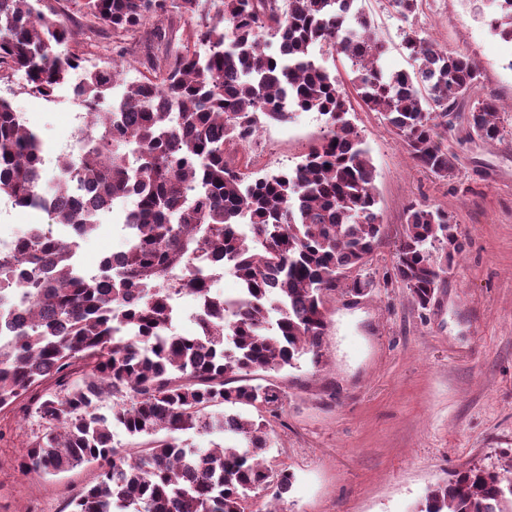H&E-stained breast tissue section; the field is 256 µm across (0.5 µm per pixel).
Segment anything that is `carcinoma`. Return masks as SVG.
<instances>
[{"mask_svg": "<svg viewBox=\"0 0 512 512\" xmlns=\"http://www.w3.org/2000/svg\"><path fill=\"white\" fill-rule=\"evenodd\" d=\"M41 2L0 0V68L23 73L28 93L44 99L80 70L79 96L100 112L79 171L70 175L63 154L47 181L39 134L0 98V198L45 216L21 232L12 258H0V301L17 308L0 333V412L27 397L42 426L19 471L96 466L71 512H249L257 492L271 497L267 512H284L276 504L293 474L266 458L264 414L287 395L273 382L253 383V374L295 368L307 356L322 363L326 297L340 288L369 294L373 282L349 272L382 241L371 159L348 118V95L315 63V49L350 62L363 103L397 132L416 167L443 180L459 156L441 133L462 119L468 132L494 140L498 105L477 99L460 115L480 70L414 28L403 47L417 69L385 73L386 43L354 10L357 0H82L97 23L92 34L132 38L152 26L146 73L129 82L119 59L86 66L69 49L80 30ZM175 17L186 28L176 44L166 31ZM488 25L512 40V0H492ZM294 112L325 122L293 169L261 175L228 151ZM84 186L99 196L74 209L69 200ZM118 197L131 200L125 248L87 275L60 232L85 238L100 226L96 208ZM461 251L448 215L416 203L405 213L394 279L425 308ZM204 255L237 277L238 294L212 293L196 265ZM178 268L197 304L195 336L169 335L163 281ZM116 428L143 448L127 456ZM189 430L233 443L191 448L174 437ZM507 473L512 459L458 472L429 487L418 512H512Z\"/></svg>", "mask_w": 512, "mask_h": 512, "instance_id": "1", "label": "carcinoma"}]
</instances>
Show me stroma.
<instances>
[{"label":"stroma","mask_w":512,"mask_h":512,"mask_svg":"<svg viewBox=\"0 0 512 512\" xmlns=\"http://www.w3.org/2000/svg\"><path fill=\"white\" fill-rule=\"evenodd\" d=\"M480 0H420L403 21L389 0H359L388 51L385 72L413 71L403 32L422 30L441 47L468 54L482 73L480 95L495 98L500 135L447 145L460 161L453 178L417 168L381 115L353 99L349 114L375 170L382 215L381 245L359 270L372 292L329 298L328 330L320 367L258 372L288 399L270 418L269 453L294 480L286 512H415L429 486L473 465L496 468L512 459V40L491 31ZM10 101L44 140L46 174L58 155L71 152L75 104L26 93L19 80L0 81ZM324 124L315 112H297L268 125L249 152L265 172L294 168ZM448 212L462 253L427 308L418 307L386 278L396 264L410 204ZM126 199L112 203L98 230L83 240L79 264L99 269L122 250L119 222ZM42 430L27 401L0 418V512H71L70 501L91 484L84 465L43 478L22 475L17 461Z\"/></svg>","instance_id":"1"}]
</instances>
